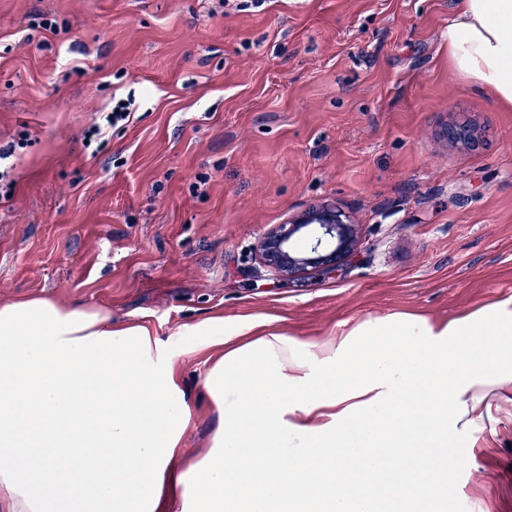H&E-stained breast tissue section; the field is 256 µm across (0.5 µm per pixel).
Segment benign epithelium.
<instances>
[{"label": "benign epithelium", "mask_w": 512, "mask_h": 512, "mask_svg": "<svg viewBox=\"0 0 512 512\" xmlns=\"http://www.w3.org/2000/svg\"><path fill=\"white\" fill-rule=\"evenodd\" d=\"M444 137L464 148H476L482 142L481 129L465 117L448 124ZM359 238V225L343 208L311 205L270 230L259 244V259L284 280L311 271L331 273L355 252Z\"/></svg>", "instance_id": "obj_1"}]
</instances>
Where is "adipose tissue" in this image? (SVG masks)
Segmentation results:
<instances>
[{"instance_id":"1","label":"adipose tissue","mask_w":512,"mask_h":512,"mask_svg":"<svg viewBox=\"0 0 512 512\" xmlns=\"http://www.w3.org/2000/svg\"><path fill=\"white\" fill-rule=\"evenodd\" d=\"M448 62L512 108V0H457ZM180 345L110 309L34 295L0 303V506L7 512H387L338 490L353 464L423 451L441 489L459 438L512 405V303L437 326L396 314L331 336L247 335L211 316ZM203 357L218 424L183 451L194 408L178 375Z\"/></svg>"}]
</instances>
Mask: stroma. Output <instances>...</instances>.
Instances as JSON below:
<instances>
[{
    "instance_id": "stroma-1",
    "label": "stroma",
    "mask_w": 512,
    "mask_h": 512,
    "mask_svg": "<svg viewBox=\"0 0 512 512\" xmlns=\"http://www.w3.org/2000/svg\"><path fill=\"white\" fill-rule=\"evenodd\" d=\"M0 0V301L111 308L164 340L223 315L310 340L368 318L440 324L512 299V109L448 66L456 0ZM132 98L129 123L88 129ZM484 126L472 150L444 125ZM331 202L337 271L275 278L268 230ZM181 364L196 455L216 425ZM445 512H512V420L463 448ZM417 450L373 491L423 482Z\"/></svg>"
}]
</instances>
